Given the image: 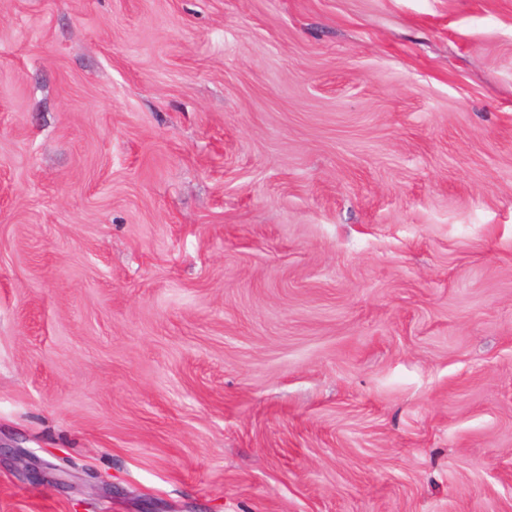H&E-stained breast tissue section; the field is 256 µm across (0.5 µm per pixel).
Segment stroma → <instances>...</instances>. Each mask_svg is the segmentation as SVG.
Returning a JSON list of instances; mask_svg holds the SVG:
<instances>
[{"instance_id": "stroma-1", "label": "stroma", "mask_w": 512, "mask_h": 512, "mask_svg": "<svg viewBox=\"0 0 512 512\" xmlns=\"http://www.w3.org/2000/svg\"><path fill=\"white\" fill-rule=\"evenodd\" d=\"M0 512H512V0H0Z\"/></svg>"}]
</instances>
